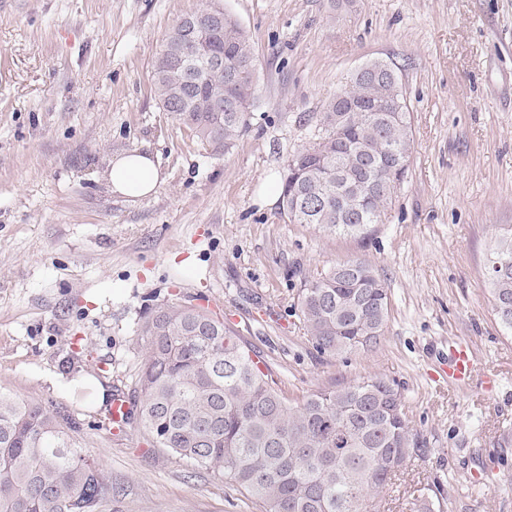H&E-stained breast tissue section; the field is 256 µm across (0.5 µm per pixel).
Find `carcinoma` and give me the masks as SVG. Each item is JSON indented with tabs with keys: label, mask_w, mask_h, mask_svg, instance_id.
Here are the masks:
<instances>
[{
	"label": "carcinoma",
	"mask_w": 512,
	"mask_h": 512,
	"mask_svg": "<svg viewBox=\"0 0 512 512\" xmlns=\"http://www.w3.org/2000/svg\"><path fill=\"white\" fill-rule=\"evenodd\" d=\"M155 93L173 120L226 150L249 128L254 53L230 15L197 38L186 17L154 63ZM319 140L288 160L281 215L340 235L380 223L410 164L413 137L394 64L374 59L318 116ZM486 275L499 322L512 330V225L495 235ZM305 335L320 355L377 342L387 323L384 278L348 260L302 281ZM139 419L159 448L227 478L264 512H368L365 504L428 452L382 378L337 386L291 406L236 332L192 304L144 322ZM79 423L53 404L0 391V512H102L119 490L82 454Z\"/></svg>",
	"instance_id": "1"
}]
</instances>
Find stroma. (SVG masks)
Returning a JSON list of instances; mask_svg holds the SVG:
<instances>
[{"instance_id": "stroma-1", "label": "stroma", "mask_w": 512, "mask_h": 512, "mask_svg": "<svg viewBox=\"0 0 512 512\" xmlns=\"http://www.w3.org/2000/svg\"><path fill=\"white\" fill-rule=\"evenodd\" d=\"M221 8L251 37L258 87L228 152L175 124L152 63L187 13ZM395 64L411 116L408 174L368 238L286 223L267 201L317 116L367 61ZM155 155L152 195L112 193L117 155ZM512 225V0H0V391L79 422L120 493L107 512H262L244 492L155 448L131 405L144 318L164 303L225 317L290 403L376 376L397 383L429 452L373 512H512V332L484 275ZM386 280L378 343L318 355L304 278L349 259ZM467 340L472 382L438 373ZM130 413L131 407L127 400L122 395L116 394L108 414V424L113 435L117 436L124 432Z\"/></svg>"}]
</instances>
